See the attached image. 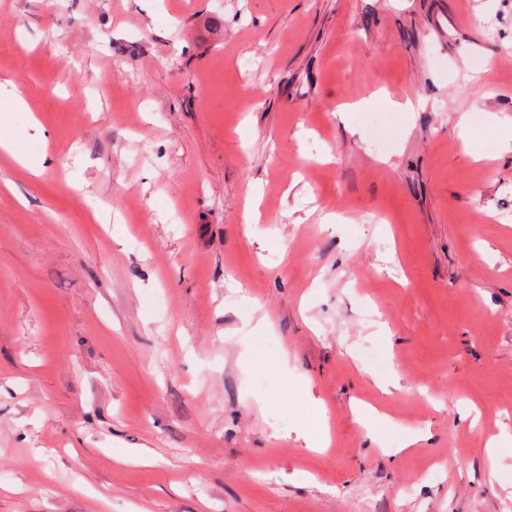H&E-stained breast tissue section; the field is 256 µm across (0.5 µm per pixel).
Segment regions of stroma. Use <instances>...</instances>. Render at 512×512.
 <instances>
[{
  "mask_svg": "<svg viewBox=\"0 0 512 512\" xmlns=\"http://www.w3.org/2000/svg\"><path fill=\"white\" fill-rule=\"evenodd\" d=\"M8 80L0 512H512V0H0ZM0 149L10 153L22 167L29 169L35 175L41 174L54 161L52 158L48 159L46 155L38 160L29 159L18 151L15 142L11 138L4 136L2 133L0 134Z\"/></svg>",
  "mask_w": 512,
  "mask_h": 512,
  "instance_id": "35a3bbf8",
  "label": "stroma"
}]
</instances>
